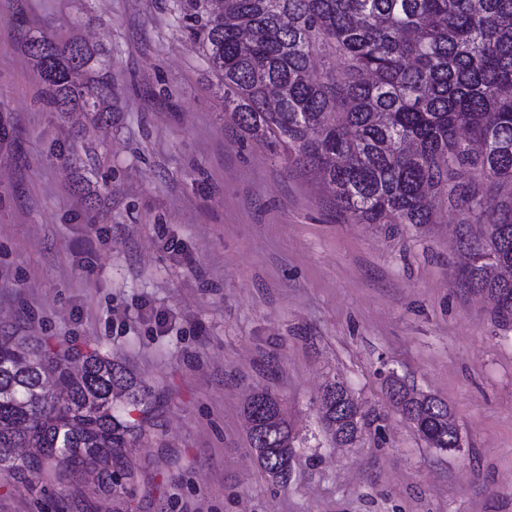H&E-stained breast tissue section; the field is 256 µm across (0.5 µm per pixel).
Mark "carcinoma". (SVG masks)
Returning <instances> with one entry per match:
<instances>
[{"mask_svg":"<svg viewBox=\"0 0 512 512\" xmlns=\"http://www.w3.org/2000/svg\"><path fill=\"white\" fill-rule=\"evenodd\" d=\"M173 3L244 134L276 157L296 150L357 224L421 226L437 223V204L457 210L458 242L473 249L466 283L512 319V0H224L222 14L208 0ZM26 47L40 101L109 124L112 76L97 48L44 35ZM386 395L429 447H460L446 401L393 372ZM319 401L336 444L369 426L344 384L328 382ZM148 409L99 349L0 335L1 471L52 478L64 467L80 494L109 495L112 462ZM246 413L260 464L288 480L295 436L279 397L258 392Z\"/></svg>","mask_w":512,"mask_h":512,"instance_id":"obj_1","label":"carcinoma"}]
</instances>
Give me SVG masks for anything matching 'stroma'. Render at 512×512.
I'll list each match as a JSON object with an SVG mask.
<instances>
[{
    "instance_id": "35a3bbf8",
    "label": "stroma",
    "mask_w": 512,
    "mask_h": 512,
    "mask_svg": "<svg viewBox=\"0 0 512 512\" xmlns=\"http://www.w3.org/2000/svg\"><path fill=\"white\" fill-rule=\"evenodd\" d=\"M42 34L100 50L110 127L40 102ZM439 214L354 223L314 168L272 158L172 0H0V330L99 346L154 405L106 512H512V321ZM389 370L448 402L461 448L426 445ZM333 379L379 420L344 448L318 412ZM263 389L298 435L285 482L249 444ZM76 489L2 475L0 512H95Z\"/></svg>"
}]
</instances>
